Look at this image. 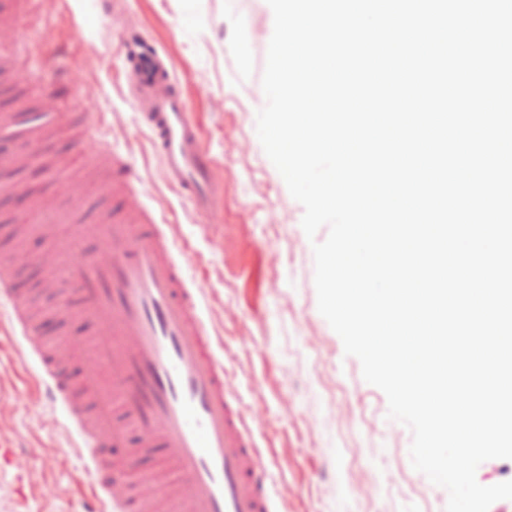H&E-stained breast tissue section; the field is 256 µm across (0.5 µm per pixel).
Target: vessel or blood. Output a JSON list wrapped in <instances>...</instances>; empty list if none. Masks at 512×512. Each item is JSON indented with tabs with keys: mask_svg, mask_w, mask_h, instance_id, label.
Listing matches in <instances>:
<instances>
[{
	"mask_svg": "<svg viewBox=\"0 0 512 512\" xmlns=\"http://www.w3.org/2000/svg\"><path fill=\"white\" fill-rule=\"evenodd\" d=\"M130 87L141 105L172 187L193 210L209 213L214 158L156 46L127 45ZM38 62L0 53V71ZM56 101L42 111L0 113V129L34 135L70 120ZM86 164L102 173L114 205L92 218L53 214L47 204L21 214L5 231L23 239L38 226L48 242L37 257L22 247L0 257V313L38 366L34 381L60 409L77 438L93 512H275L270 475L239 398L188 281L185 252L170 227L143 204L136 175L101 139L80 144ZM42 270L38 288L13 286L17 269ZM91 322L90 336L53 342L40 336V315ZM85 358L80 383L64 358Z\"/></svg>",
	"mask_w": 512,
	"mask_h": 512,
	"instance_id": "b4317fda",
	"label": "vessel or blood"
}]
</instances>
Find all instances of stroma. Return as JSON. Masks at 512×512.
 <instances>
[{
    "label": "stroma",
    "mask_w": 512,
    "mask_h": 512,
    "mask_svg": "<svg viewBox=\"0 0 512 512\" xmlns=\"http://www.w3.org/2000/svg\"><path fill=\"white\" fill-rule=\"evenodd\" d=\"M0 0L19 12L33 82L0 76V112L38 111L42 98L102 114L105 139L128 155L137 188L187 247L188 274L224 355L227 381L263 425L256 436L277 492V512H445L446 489L416 471L412 433L388 419V400L367 383L356 357L319 313L312 244L303 206L292 198L256 133L266 104L262 76L273 33L267 0H124L120 21L87 0L73 24L64 0ZM151 38L171 64L216 160L217 196L202 219L168 183L149 131L137 118L120 51L125 25ZM86 126L59 125L40 143L12 141L13 153L39 148L56 175L47 184L30 166L13 172L23 189L49 187L61 211L74 208L67 182L85 181L90 204L102 194L75 154ZM34 367L20 339L0 331V512H82L86 476L74 436L25 376Z\"/></svg>",
    "instance_id": "stroma-1"
}]
</instances>
